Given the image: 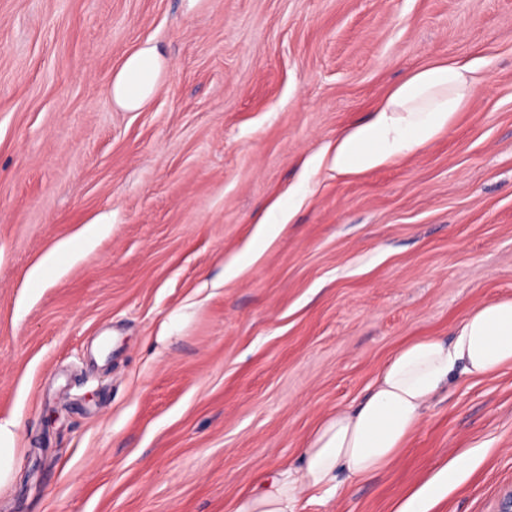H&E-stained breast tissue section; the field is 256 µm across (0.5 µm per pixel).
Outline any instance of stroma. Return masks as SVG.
I'll return each instance as SVG.
<instances>
[{"mask_svg":"<svg viewBox=\"0 0 512 512\" xmlns=\"http://www.w3.org/2000/svg\"><path fill=\"white\" fill-rule=\"evenodd\" d=\"M148 40L163 85L122 111L112 72ZM456 61L480 82L448 129L358 175L322 165L225 278L305 159ZM504 297L512 0H0V512H232L400 345ZM461 453L432 512H499L512 368L456 377L394 464L300 512H393ZM291 217L292 208L290 206L288 209L280 206L271 207L258 223L256 238L263 241L269 240L282 224H288ZM13 442V431L6 425L0 424V484L11 478L14 469L15 448H13Z\"/></svg>","mask_w":512,"mask_h":512,"instance_id":"1","label":"stroma"}]
</instances>
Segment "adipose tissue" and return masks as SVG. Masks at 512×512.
Returning <instances> with one entry per match:
<instances>
[{
    "instance_id": "obj_1",
    "label": "adipose tissue",
    "mask_w": 512,
    "mask_h": 512,
    "mask_svg": "<svg viewBox=\"0 0 512 512\" xmlns=\"http://www.w3.org/2000/svg\"><path fill=\"white\" fill-rule=\"evenodd\" d=\"M162 49L145 42L112 74L110 94L122 110H141L159 91L165 73ZM477 66L443 63L421 69L376 107L374 119L324 151L340 175L391 163L438 136L471 99ZM512 367V298L486 302L450 338L422 336L400 346L376 372L363 400L324 417L301 450L295 471L270 476L241 496L234 512H297L308 493L338 486L339 476L359 481L387 469L419 429L425 410L457 375L485 379ZM469 465L459 454L410 493L396 512H431Z\"/></svg>"
}]
</instances>
